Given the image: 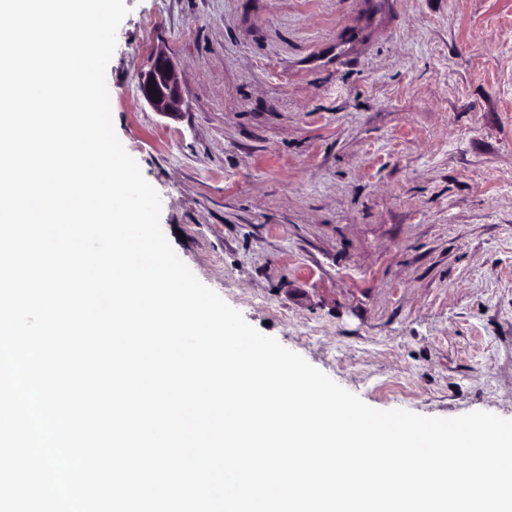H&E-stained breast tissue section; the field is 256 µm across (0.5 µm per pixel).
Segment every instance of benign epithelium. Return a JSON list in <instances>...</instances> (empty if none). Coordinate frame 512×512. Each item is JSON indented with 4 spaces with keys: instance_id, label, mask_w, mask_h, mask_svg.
<instances>
[{
    "instance_id": "1",
    "label": "benign epithelium",
    "mask_w": 512,
    "mask_h": 512,
    "mask_svg": "<svg viewBox=\"0 0 512 512\" xmlns=\"http://www.w3.org/2000/svg\"><path fill=\"white\" fill-rule=\"evenodd\" d=\"M139 89L155 111L164 115L182 111L184 98L180 74L166 51L155 52L150 69L140 79Z\"/></svg>"
}]
</instances>
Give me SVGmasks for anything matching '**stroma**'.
I'll return each mask as SVG.
<instances>
[{
    "instance_id": "stroma-1",
    "label": "stroma",
    "mask_w": 512,
    "mask_h": 512,
    "mask_svg": "<svg viewBox=\"0 0 512 512\" xmlns=\"http://www.w3.org/2000/svg\"><path fill=\"white\" fill-rule=\"evenodd\" d=\"M125 3L114 129L195 276L375 409L512 419V0ZM139 89L156 112L175 115L182 111L184 98L180 74L163 49L155 52L150 69L140 79Z\"/></svg>"
}]
</instances>
